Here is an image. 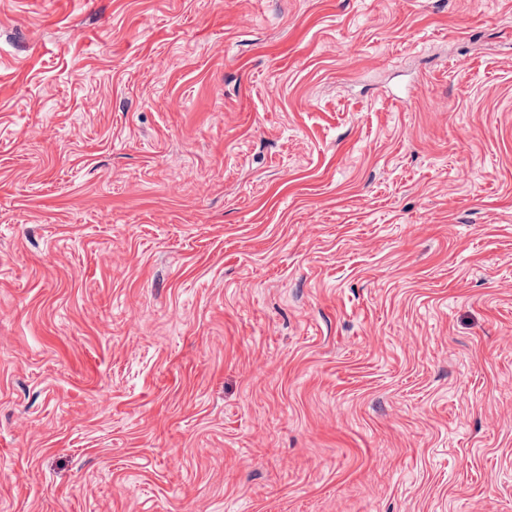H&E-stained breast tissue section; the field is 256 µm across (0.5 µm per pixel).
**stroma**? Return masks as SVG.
<instances>
[{
    "label": "stroma",
    "mask_w": 512,
    "mask_h": 512,
    "mask_svg": "<svg viewBox=\"0 0 512 512\" xmlns=\"http://www.w3.org/2000/svg\"><path fill=\"white\" fill-rule=\"evenodd\" d=\"M0 512H512V0H0Z\"/></svg>",
    "instance_id": "obj_1"
}]
</instances>
